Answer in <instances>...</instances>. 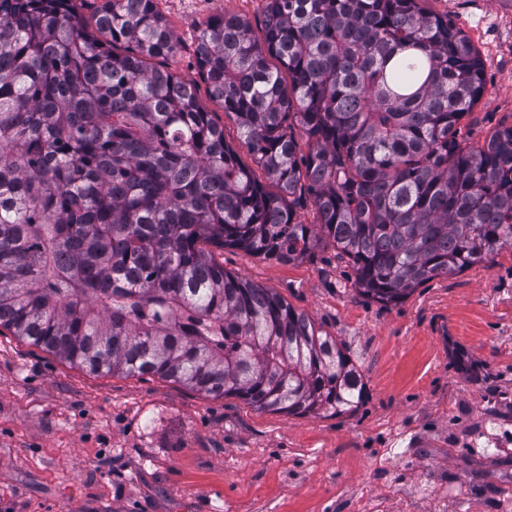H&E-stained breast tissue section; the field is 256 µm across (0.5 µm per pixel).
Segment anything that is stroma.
<instances>
[{"mask_svg":"<svg viewBox=\"0 0 512 512\" xmlns=\"http://www.w3.org/2000/svg\"><path fill=\"white\" fill-rule=\"evenodd\" d=\"M266 0H156L166 70L251 164L212 103L194 42L212 18L261 28ZM478 49L480 101L459 138L512 125V0H425ZM225 270L341 341L366 382L355 412L294 416L157 377L91 374L0 336V512H512V251L431 279L403 302L358 294L332 245L294 263L227 247ZM481 434L492 447L471 444Z\"/></svg>","mask_w":512,"mask_h":512,"instance_id":"stroma-1","label":"stroma"}]
</instances>
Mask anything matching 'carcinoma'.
<instances>
[{
    "instance_id": "obj_1",
    "label": "carcinoma",
    "mask_w": 512,
    "mask_h": 512,
    "mask_svg": "<svg viewBox=\"0 0 512 512\" xmlns=\"http://www.w3.org/2000/svg\"><path fill=\"white\" fill-rule=\"evenodd\" d=\"M421 2L266 0L258 34L200 30L199 75L270 192L151 63L177 48L155 0H0V328L92 373L356 410L344 345L206 246L290 263L328 242L383 305L512 249V125L458 140L484 63Z\"/></svg>"
}]
</instances>
